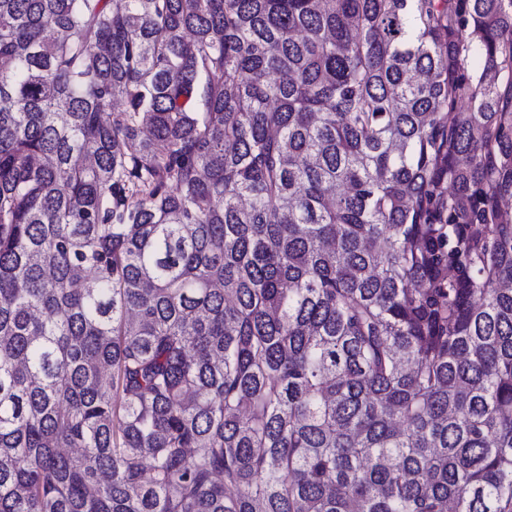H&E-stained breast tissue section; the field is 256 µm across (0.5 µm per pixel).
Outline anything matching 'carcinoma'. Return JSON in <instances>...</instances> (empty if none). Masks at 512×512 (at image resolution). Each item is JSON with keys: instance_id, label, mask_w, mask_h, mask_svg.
I'll return each instance as SVG.
<instances>
[{"instance_id": "obj_1", "label": "carcinoma", "mask_w": 512, "mask_h": 512, "mask_svg": "<svg viewBox=\"0 0 512 512\" xmlns=\"http://www.w3.org/2000/svg\"><path fill=\"white\" fill-rule=\"evenodd\" d=\"M506 197L512 0H0V512H512Z\"/></svg>"}]
</instances>
